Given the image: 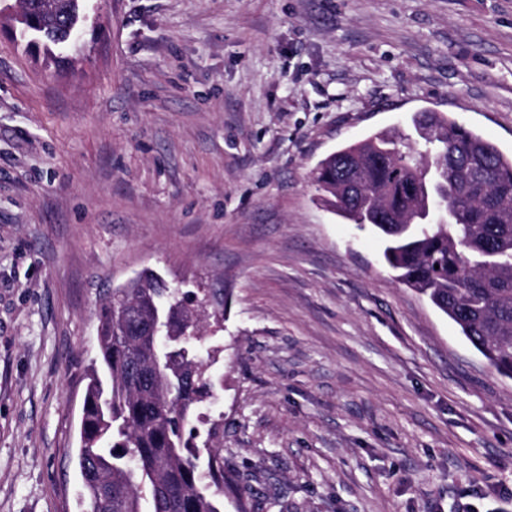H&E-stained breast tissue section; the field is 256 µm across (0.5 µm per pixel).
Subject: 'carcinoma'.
Wrapping results in <instances>:
<instances>
[{"label": "carcinoma", "mask_w": 512, "mask_h": 512, "mask_svg": "<svg viewBox=\"0 0 512 512\" xmlns=\"http://www.w3.org/2000/svg\"><path fill=\"white\" fill-rule=\"evenodd\" d=\"M15 35L47 58L72 51L88 0H19ZM413 132L384 129L322 159L321 202L384 240L395 280L448 316L489 365L512 378V159L438 112ZM448 208L445 224L425 220ZM165 323L153 335L156 323ZM193 314L152 271L100 305L99 364L87 383L78 464L86 512H224L220 450L202 482L196 433L185 431L208 395Z\"/></svg>", "instance_id": "carcinoma-1"}]
</instances>
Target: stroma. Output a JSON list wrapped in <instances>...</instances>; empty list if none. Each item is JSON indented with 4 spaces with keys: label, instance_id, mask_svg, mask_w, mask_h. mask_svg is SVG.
Segmentation results:
<instances>
[{
    "label": "stroma",
    "instance_id": "1",
    "mask_svg": "<svg viewBox=\"0 0 512 512\" xmlns=\"http://www.w3.org/2000/svg\"><path fill=\"white\" fill-rule=\"evenodd\" d=\"M47 67L0 15V512H83L100 301L207 314L224 512H512V379L311 178L414 113L512 156V0H94Z\"/></svg>",
    "mask_w": 512,
    "mask_h": 512
}]
</instances>
